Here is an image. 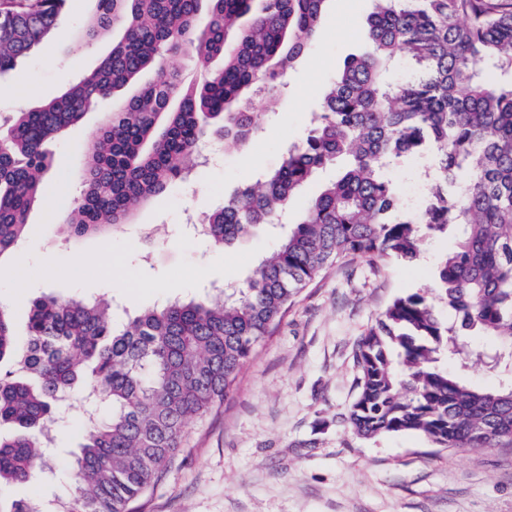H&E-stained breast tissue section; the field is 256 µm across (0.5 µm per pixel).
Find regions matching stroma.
<instances>
[{"mask_svg": "<svg viewBox=\"0 0 512 512\" xmlns=\"http://www.w3.org/2000/svg\"><path fill=\"white\" fill-rule=\"evenodd\" d=\"M373 7L372 0H327L315 47L277 88L275 110L255 107L251 141L239 150L212 141L192 183L175 184L160 201L134 207L129 222L107 236L64 232L66 214L53 185L67 175L71 196H79L85 146L110 101L64 130L49 146L45 198L32 208L17 248L0 258V308L10 312L17 337H25L31 304L43 295L112 296V321L120 327L141 307L201 298L225 281L245 280L274 250L281 228L261 225L218 249L194 237L190 222L242 183L279 167L288 148L306 138L322 88L362 51L359 31ZM93 11L92 0H69L63 30L0 86V111L60 96L96 67L111 37L88 44L72 36ZM387 176L421 208L426 168L401 162ZM452 244L424 239L412 265L358 258L327 268L244 365L223 406L188 424L178 459L136 501L137 512H512V446L438 448L419 433L366 439L345 421L358 392V341L395 297L434 296L433 266ZM19 265L27 272L21 288L10 280ZM84 415L80 400L66 401L63 420L50 429L40 479L1 488L0 512L15 500L47 503L64 494Z\"/></svg>", "mask_w": 512, "mask_h": 512, "instance_id": "stroma-1", "label": "stroma"}]
</instances>
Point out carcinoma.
I'll use <instances>...</instances> for the list:
<instances>
[{
  "label": "carcinoma",
  "instance_id": "1",
  "mask_svg": "<svg viewBox=\"0 0 512 512\" xmlns=\"http://www.w3.org/2000/svg\"><path fill=\"white\" fill-rule=\"evenodd\" d=\"M66 2L0 0V79L58 25ZM95 2L79 38L122 31L99 66L61 96L0 116V257L45 195V144L150 67L156 78L107 112L86 146L70 235L108 232L134 206L194 178L206 139L246 146L255 98L271 100L308 57L327 0ZM373 2L364 51L324 88L305 140L277 170L205 213L202 236L224 249L276 223L294 194L345 163L232 293L144 308L123 330L105 295L43 296L31 305L22 344L0 308V364L9 367L0 376V423L16 429L0 435V485L34 477L66 399L85 392L111 407L103 417L87 409L84 443L56 505L20 500L9 512H135L175 461L188 423L223 404L303 288L348 258L411 263L424 229H457L435 274L437 299L456 324H444L419 292L394 299L357 345L347 424L365 438L418 432L439 448L512 444V383L482 387L460 373L474 361L512 373V0ZM175 55L206 67L201 80L165 68ZM216 58L220 68L208 69ZM402 58L416 71L393 84L388 69ZM398 160L430 165L419 213L385 177ZM474 334L502 348L478 350ZM450 360L459 371L448 370Z\"/></svg>",
  "mask_w": 512,
  "mask_h": 512
}]
</instances>
